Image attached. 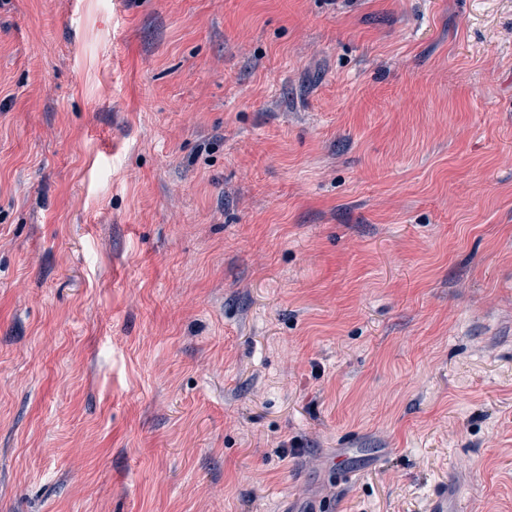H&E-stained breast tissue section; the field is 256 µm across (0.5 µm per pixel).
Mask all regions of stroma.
Wrapping results in <instances>:
<instances>
[{"mask_svg": "<svg viewBox=\"0 0 512 512\" xmlns=\"http://www.w3.org/2000/svg\"><path fill=\"white\" fill-rule=\"evenodd\" d=\"M439 486L512 512V0H0V512Z\"/></svg>", "mask_w": 512, "mask_h": 512, "instance_id": "35a3bbf8", "label": "stroma"}]
</instances>
